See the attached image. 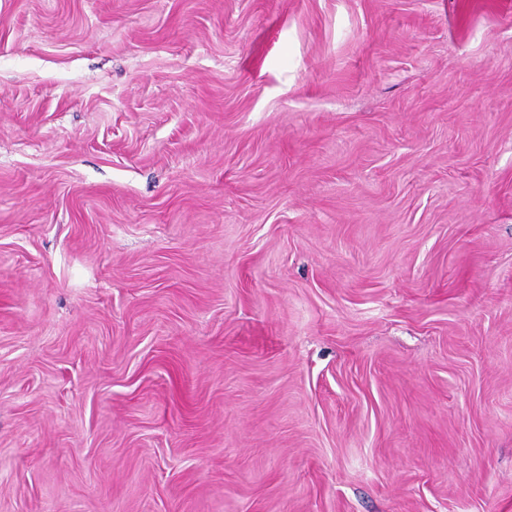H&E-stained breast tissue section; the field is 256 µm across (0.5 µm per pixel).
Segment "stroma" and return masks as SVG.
<instances>
[{
	"label": "stroma",
	"instance_id": "obj_1",
	"mask_svg": "<svg viewBox=\"0 0 512 512\" xmlns=\"http://www.w3.org/2000/svg\"><path fill=\"white\" fill-rule=\"evenodd\" d=\"M0 512H512V0H0Z\"/></svg>",
	"mask_w": 512,
	"mask_h": 512
}]
</instances>
